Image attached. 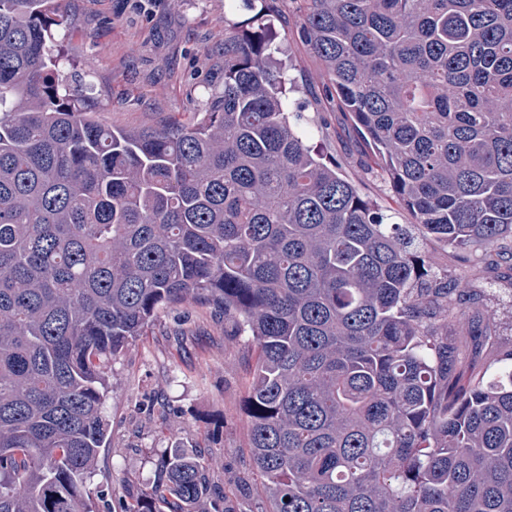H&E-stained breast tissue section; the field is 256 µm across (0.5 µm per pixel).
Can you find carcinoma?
I'll list each match as a JSON object with an SVG mask.
<instances>
[{"label":"carcinoma","instance_id":"obj_1","mask_svg":"<svg viewBox=\"0 0 512 512\" xmlns=\"http://www.w3.org/2000/svg\"><path fill=\"white\" fill-rule=\"evenodd\" d=\"M60 2L0 0V512H94L112 361L189 301L250 337L268 512H512V344L467 317L497 289L419 251L512 259V0H293L410 224L290 121L264 15L199 121L115 130L61 77ZM161 506L239 512L180 453L122 512Z\"/></svg>","mask_w":512,"mask_h":512}]
</instances>
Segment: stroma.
<instances>
[{"label": "stroma", "mask_w": 512, "mask_h": 512, "mask_svg": "<svg viewBox=\"0 0 512 512\" xmlns=\"http://www.w3.org/2000/svg\"><path fill=\"white\" fill-rule=\"evenodd\" d=\"M289 0H63L61 67L74 89L90 88L97 121L112 128L158 129L192 119L224 87V26L266 10L289 109L302 113L311 144L337 162L362 193L390 208L395 223L410 217L367 162L361 135L326 88L319 62L289 20ZM433 265L455 278L512 279V262L474 269L462 253L430 241ZM251 352L246 337L224 333V316L196 302L161 311L147 335L112 364L106 403L109 445L88 484L126 502L151 496L157 467L172 450L199 459L211 481L242 512H260L257 493L241 495L233 478L247 471L244 403Z\"/></svg>", "instance_id": "35a3bbf8"}]
</instances>
